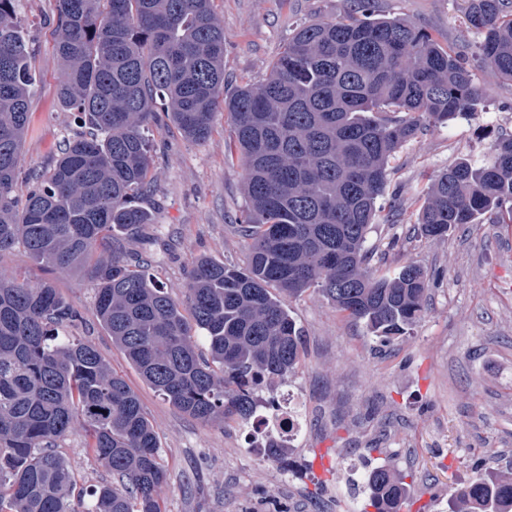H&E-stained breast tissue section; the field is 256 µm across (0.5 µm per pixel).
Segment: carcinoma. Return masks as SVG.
<instances>
[{"instance_id":"obj_1","label":"carcinoma","mask_w":512,"mask_h":512,"mask_svg":"<svg viewBox=\"0 0 512 512\" xmlns=\"http://www.w3.org/2000/svg\"><path fill=\"white\" fill-rule=\"evenodd\" d=\"M354 12L300 24L266 79L224 93V27L214 0H55L60 106L88 127L19 203L20 149L35 85L18 0H0V253L22 246L38 265L84 268L95 313L144 380L206 426L248 422V383L285 380L300 360L288 305L313 289L377 337L420 317L421 267L369 269L367 234L406 143L472 112L482 92L469 62L425 27ZM483 68L512 82V0H463ZM162 104L195 142L219 110L231 123L248 206L243 267L199 259L184 296L157 286L147 263L94 255L116 228L152 223L135 204L151 175L146 130ZM512 223V136L480 166L461 160L425 192L418 223L441 238L484 215ZM80 321L49 280L0 273V512H162L166 481L136 393L89 341L59 333ZM205 333L202 354L196 332ZM234 389H228V386ZM116 483L77 486L59 441L75 428ZM362 508L399 512L400 474L364 475ZM451 512H512V473L477 474Z\"/></svg>"}]
</instances>
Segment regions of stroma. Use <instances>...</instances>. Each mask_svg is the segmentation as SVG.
<instances>
[{
  "mask_svg": "<svg viewBox=\"0 0 512 512\" xmlns=\"http://www.w3.org/2000/svg\"><path fill=\"white\" fill-rule=\"evenodd\" d=\"M351 0H216L224 24V90L262 82L301 23L348 14ZM382 13L427 26L444 45L475 52L462 0H378ZM54 0H20L17 21L32 51L36 84L21 145V171L53 165L78 133L57 99ZM484 100L448 127L403 145L390 160V187L401 212L381 211L369 234L371 264L392 274L410 263L430 279L427 306L404 334L382 340L318 293L290 303L303 354L287 380L256 395L265 405L287 394L300 430L282 458L253 451L246 425L211 427L180 413L146 384L100 326L95 288L82 272L55 273L17 247L0 269L52 280L81 315L75 327L138 395L154 426L167 471L158 496L163 512H359L365 472L395 468L406 483L401 512H448L475 468L512 469V224L456 226L430 239L417 223L428 184L460 160L483 163L498 138L512 135V82L476 73ZM151 186L139 203L151 224L115 234L126 259L146 258L171 296H181L199 258L243 264L239 230L246 208L228 122L217 119L201 142L183 138L163 107L152 122ZM79 485L109 481L81 432L62 442Z\"/></svg>",
  "mask_w": 512,
  "mask_h": 512,
  "instance_id": "1",
  "label": "stroma"
}]
</instances>
